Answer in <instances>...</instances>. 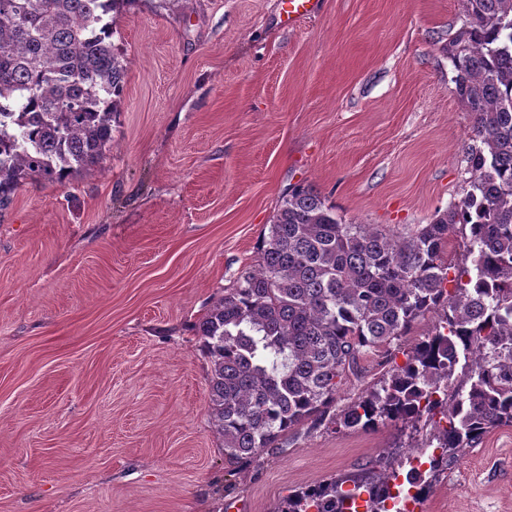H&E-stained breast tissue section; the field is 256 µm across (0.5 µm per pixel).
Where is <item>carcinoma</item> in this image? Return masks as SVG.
I'll return each instance as SVG.
<instances>
[{
    "label": "carcinoma",
    "mask_w": 512,
    "mask_h": 512,
    "mask_svg": "<svg viewBox=\"0 0 512 512\" xmlns=\"http://www.w3.org/2000/svg\"><path fill=\"white\" fill-rule=\"evenodd\" d=\"M138 2L0 0V210L27 181L63 185L106 160L126 76L115 23ZM460 2L464 21L446 51L475 141L461 197L402 233L347 224L296 185L254 263L198 325L224 458L254 462L323 420L363 355L437 314L405 364L331 423L363 432L399 424L425 435L408 447L441 453L427 460L429 478L418 473L407 488L394 464H365L301 488L274 512H356L364 493L366 512L402 493L422 499L448 464L512 426V0ZM456 229L473 259L450 295L445 255Z\"/></svg>",
    "instance_id": "obj_1"
}]
</instances>
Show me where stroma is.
<instances>
[{"instance_id": "obj_1", "label": "stroma", "mask_w": 512, "mask_h": 512, "mask_svg": "<svg viewBox=\"0 0 512 512\" xmlns=\"http://www.w3.org/2000/svg\"><path fill=\"white\" fill-rule=\"evenodd\" d=\"M148 0L116 21L125 101L108 158L25 183L0 211V512H274L378 459L400 433L306 422L229 463L195 331L255 259L289 187L346 223L432 222L472 176L445 51L460 0ZM367 355L340 413L431 330ZM413 512H512V427Z\"/></svg>"}]
</instances>
